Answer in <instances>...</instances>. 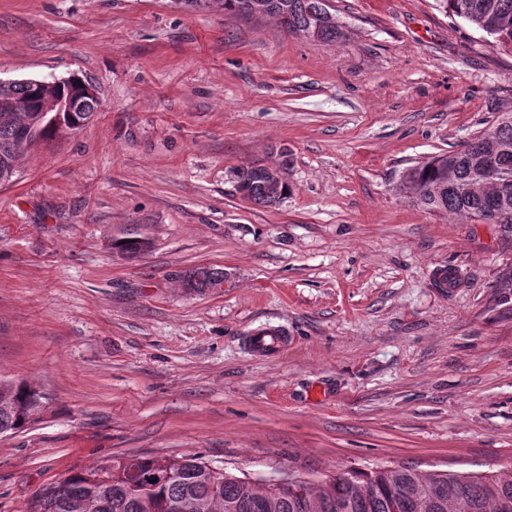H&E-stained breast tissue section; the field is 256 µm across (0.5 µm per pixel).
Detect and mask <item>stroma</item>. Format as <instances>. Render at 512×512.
<instances>
[{
	"label": "stroma",
	"mask_w": 512,
	"mask_h": 512,
	"mask_svg": "<svg viewBox=\"0 0 512 512\" xmlns=\"http://www.w3.org/2000/svg\"><path fill=\"white\" fill-rule=\"evenodd\" d=\"M330 6L346 41L173 0H0V78L101 102L0 184V379L49 400L0 436V512L107 456L512 472V224L396 193L512 113V49L438 0ZM247 163L282 165L286 198L244 200ZM204 266L222 287L186 288ZM278 327L279 358L245 349Z\"/></svg>",
	"instance_id": "obj_1"
}]
</instances>
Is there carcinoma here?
I'll return each mask as SVG.
<instances>
[{
	"instance_id": "1",
	"label": "carcinoma",
	"mask_w": 512,
	"mask_h": 512,
	"mask_svg": "<svg viewBox=\"0 0 512 512\" xmlns=\"http://www.w3.org/2000/svg\"><path fill=\"white\" fill-rule=\"evenodd\" d=\"M193 9L216 3L249 17L252 0H182ZM266 16L290 34L322 42L346 37L326 17V0H261ZM451 16L463 18L503 46H512V0H439ZM37 89L28 82L0 83V183L15 176V162L34 142L21 131L37 113ZM497 156V179L506 192H477L483 161ZM268 167L247 164L235 172L245 199L271 207L288 195V183L273 187ZM398 192L439 214L469 216L486 224H512V115L457 149L422 161L404 172ZM224 283V271L199 267L188 286L204 292ZM47 397L24 382L0 381V436L38 422ZM170 472L173 479L159 475ZM28 512H512V473L506 476L438 472L403 467L365 472L346 470L321 483L301 477L273 486L252 483L200 457L109 456L85 471L46 488Z\"/></svg>"
}]
</instances>
